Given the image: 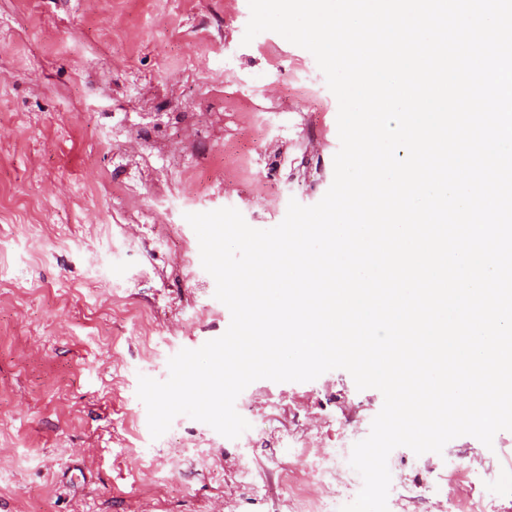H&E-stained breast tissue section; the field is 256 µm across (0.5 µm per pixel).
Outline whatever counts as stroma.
<instances>
[{
  "instance_id": "35a3bbf8",
  "label": "stroma",
  "mask_w": 512,
  "mask_h": 512,
  "mask_svg": "<svg viewBox=\"0 0 512 512\" xmlns=\"http://www.w3.org/2000/svg\"><path fill=\"white\" fill-rule=\"evenodd\" d=\"M249 19L248 0H0V512H294L312 478L289 440L369 435L383 395L342 369L254 381L233 440L183 414L152 438L137 396L230 325L186 214L270 229L333 182L335 95L309 51L244 42ZM388 468V512H512V431Z\"/></svg>"
}]
</instances>
